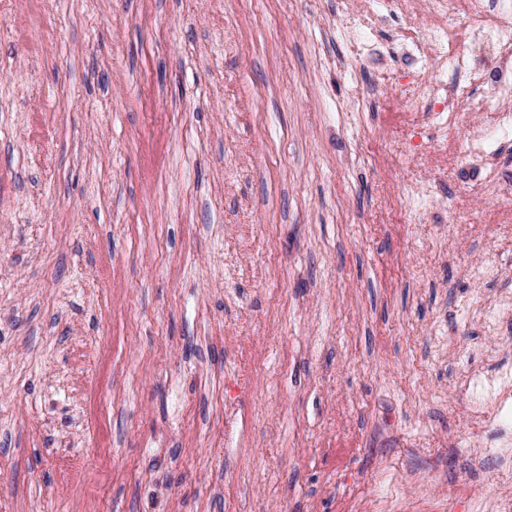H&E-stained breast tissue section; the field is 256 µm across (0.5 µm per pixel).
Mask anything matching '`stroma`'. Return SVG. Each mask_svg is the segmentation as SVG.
I'll return each instance as SVG.
<instances>
[{
	"label": "stroma",
	"instance_id": "1",
	"mask_svg": "<svg viewBox=\"0 0 512 512\" xmlns=\"http://www.w3.org/2000/svg\"><path fill=\"white\" fill-rule=\"evenodd\" d=\"M426 23L0 0V512H512V192L399 112ZM480 382L497 404L500 412H507L512 397V369L510 371L499 370L494 376L481 378Z\"/></svg>",
	"mask_w": 512,
	"mask_h": 512
}]
</instances>
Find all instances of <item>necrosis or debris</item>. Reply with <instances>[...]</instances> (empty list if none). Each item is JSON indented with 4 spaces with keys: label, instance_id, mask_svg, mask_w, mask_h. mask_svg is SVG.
Returning a JSON list of instances; mask_svg holds the SVG:
<instances>
[{
    "label": "necrosis or debris",
    "instance_id": "1",
    "mask_svg": "<svg viewBox=\"0 0 512 512\" xmlns=\"http://www.w3.org/2000/svg\"><path fill=\"white\" fill-rule=\"evenodd\" d=\"M420 10L438 22L399 34L411 48L412 68L424 74L417 99L404 110L431 103L454 138L458 159L502 188L495 145L512 140V0H421ZM481 112L495 114L493 136H460L464 116Z\"/></svg>",
    "mask_w": 512,
    "mask_h": 512
}]
</instances>
